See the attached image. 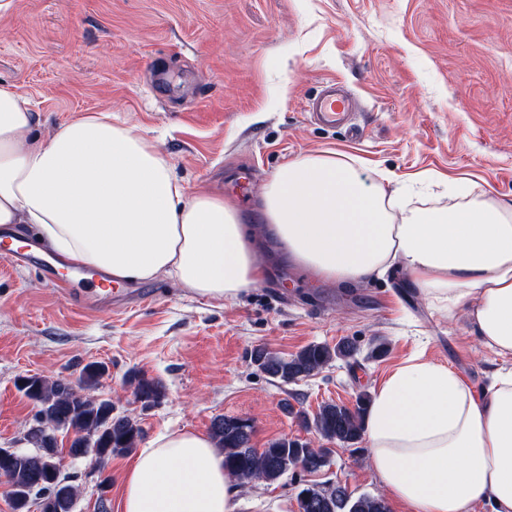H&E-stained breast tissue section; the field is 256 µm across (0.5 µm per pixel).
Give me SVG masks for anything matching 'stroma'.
Listing matches in <instances>:
<instances>
[{"label":"stroma","mask_w":512,"mask_h":512,"mask_svg":"<svg viewBox=\"0 0 512 512\" xmlns=\"http://www.w3.org/2000/svg\"><path fill=\"white\" fill-rule=\"evenodd\" d=\"M354 97L358 134L309 122L323 83ZM0 83L14 85L44 136L103 112L158 143L187 192L236 202L261 225L260 190L282 165L326 151L409 181L430 205L445 185L512 198V0H10L0 11ZM252 180L246 195L236 183ZM265 277L233 301L201 297L168 277L101 310L75 307L36 266L0 253V448L27 449L37 406L26 375L78 381L106 368L95 396L137 415L144 440L209 434L215 417L249 420L252 444L288 437L323 446L305 426L327 402L354 405L415 358L484 388L512 369L475 347L464 320L448 321L400 268L362 284L316 281L262 240ZM355 347L314 375L282 382L258 371V347L291 356L311 344ZM162 382L142 407L129 379ZM367 444H333L327 465L238 487L235 512H298L307 484L382 487Z\"/></svg>","instance_id":"1"}]
</instances>
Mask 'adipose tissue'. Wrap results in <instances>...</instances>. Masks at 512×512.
<instances>
[{
	"mask_svg": "<svg viewBox=\"0 0 512 512\" xmlns=\"http://www.w3.org/2000/svg\"><path fill=\"white\" fill-rule=\"evenodd\" d=\"M30 100L0 84V226L32 228L58 267L100 285L173 277L193 293L235 299L264 276L259 234L234 203L187 193L157 143L109 115L34 136ZM344 153L301 156L261 191L265 231L317 280L351 284L401 266L449 320L512 357V199L448 184L445 206H418L409 185L366 184ZM368 463L409 512H512V370L476 391L431 361L396 370L371 401ZM237 481L211 438L151 440L127 469L121 512H235Z\"/></svg>",
	"mask_w": 512,
	"mask_h": 512,
	"instance_id": "ef3b65f1",
	"label": "adipose tissue"
}]
</instances>
